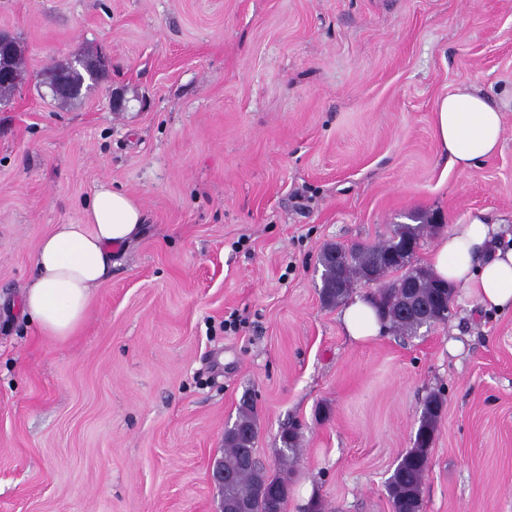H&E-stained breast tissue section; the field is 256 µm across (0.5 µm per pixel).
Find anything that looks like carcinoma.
I'll use <instances>...</instances> for the list:
<instances>
[{
  "instance_id": "obj_1",
  "label": "carcinoma",
  "mask_w": 512,
  "mask_h": 512,
  "mask_svg": "<svg viewBox=\"0 0 512 512\" xmlns=\"http://www.w3.org/2000/svg\"><path fill=\"white\" fill-rule=\"evenodd\" d=\"M8 65L26 74L21 45L11 41ZM101 68L69 70L70 93L52 91L55 100L67 104L79 99L83 87H93ZM416 224H395L390 235L377 244H356L348 248L326 245L319 254L321 266L319 296L328 306L350 298L367 274L375 270L381 286L373 299L388 320L389 328L400 336H415L423 327L419 314L429 310L436 319L452 302V289L427 267L418 263L416 251L427 235L428 225L421 217ZM445 405L444 395L428 393L422 401L413 445L403 452L387 479L386 492L391 512H423L422 486L429 467V453ZM258 435L256 407L245 396L232 426L224 431V512H287L292 491V466L299 450L300 435L295 427L282 432L281 460L270 470L255 457Z\"/></svg>"
}]
</instances>
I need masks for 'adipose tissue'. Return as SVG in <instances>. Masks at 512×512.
<instances>
[{
    "mask_svg": "<svg viewBox=\"0 0 512 512\" xmlns=\"http://www.w3.org/2000/svg\"><path fill=\"white\" fill-rule=\"evenodd\" d=\"M435 137L450 165L469 168L494 155L503 134V113L474 86L460 85L433 113ZM141 207L111 184L96 186L81 223L58 224L40 242L35 273L24 291V314L44 336H72L85 318L94 291L112 274V249L138 237ZM433 273L463 289L485 308L512 306V232L506 225L475 219L454 225L431 252ZM344 330L364 341L387 326L370 297L357 296L344 308Z\"/></svg>",
    "mask_w": 512,
    "mask_h": 512,
    "instance_id": "1",
    "label": "adipose tissue"
}]
</instances>
